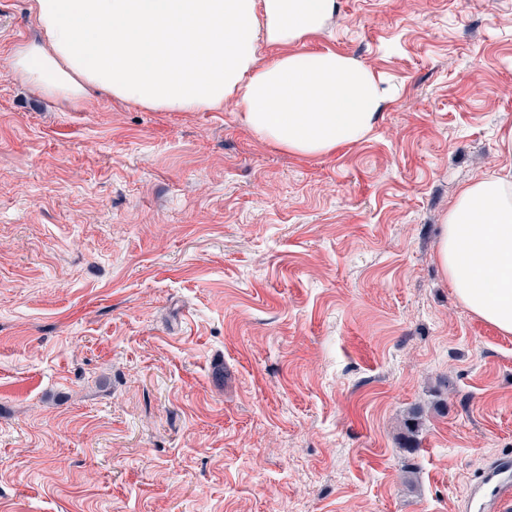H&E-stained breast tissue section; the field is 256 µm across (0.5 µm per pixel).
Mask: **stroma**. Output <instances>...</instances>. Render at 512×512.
I'll list each match as a JSON object with an SVG mask.
<instances>
[{
	"label": "stroma",
	"instance_id": "1",
	"mask_svg": "<svg viewBox=\"0 0 512 512\" xmlns=\"http://www.w3.org/2000/svg\"><path fill=\"white\" fill-rule=\"evenodd\" d=\"M0 0V512H466L512 454V335L435 262L512 173V0H337L304 50L396 89L320 158L233 103L15 82Z\"/></svg>",
	"mask_w": 512,
	"mask_h": 512
}]
</instances>
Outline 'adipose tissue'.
I'll list each match as a JSON object with an SVG mask.
<instances>
[{"mask_svg":"<svg viewBox=\"0 0 512 512\" xmlns=\"http://www.w3.org/2000/svg\"><path fill=\"white\" fill-rule=\"evenodd\" d=\"M31 10L40 36L14 50L8 72L75 106L94 90L160 112L230 100L258 139L322 157L367 137L392 95L348 55L302 51L336 0H31ZM262 41L278 49L265 62ZM435 261L467 311L512 335V179L460 189Z\"/></svg>","mask_w":512,"mask_h":512,"instance_id":"ef3b65f1","label":"adipose tissue"}]
</instances>
